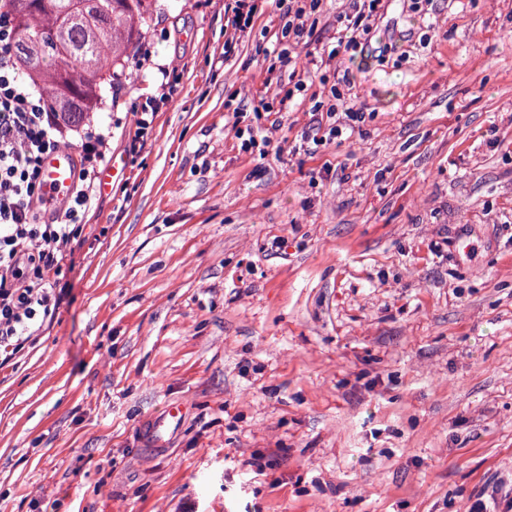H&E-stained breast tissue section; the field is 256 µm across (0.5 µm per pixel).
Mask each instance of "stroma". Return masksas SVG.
Segmentation results:
<instances>
[{
  "label": "stroma",
  "instance_id": "35a3bbf8",
  "mask_svg": "<svg viewBox=\"0 0 512 512\" xmlns=\"http://www.w3.org/2000/svg\"><path fill=\"white\" fill-rule=\"evenodd\" d=\"M282 26L228 57L224 0H157L90 121L127 156L145 53L169 99L0 367V512H468L512 478V0H385L344 141L320 83L258 111L310 67L271 66ZM338 114H343L344 117H340ZM338 117L336 118V116ZM326 118L328 124V135L330 138H342L344 135L355 131L356 127H359L360 123L365 121V112H359L354 110L353 107H347L343 112H337V109L330 107L326 112Z\"/></svg>",
  "mask_w": 512,
  "mask_h": 512
}]
</instances>
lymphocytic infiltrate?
Listing matches in <instances>:
<instances>
[{"mask_svg": "<svg viewBox=\"0 0 512 512\" xmlns=\"http://www.w3.org/2000/svg\"><path fill=\"white\" fill-rule=\"evenodd\" d=\"M321 0H275L285 24L288 45L276 62H294L308 48L314 33L311 15ZM382 0H349L339 15L340 28L323 45L328 60L355 57L372 30ZM259 0H224V52L233 54L251 28ZM17 30L7 12H0V366L50 326L61 303L63 268L91 200L98 172L106 158L111 133L103 127L75 131L79 137L76 178L59 207L46 211L42 162L60 147L70 131L62 125L38 91L23 76L15 51Z\"/></svg>", "mask_w": 512, "mask_h": 512, "instance_id": "1", "label": "lymphocytic infiltrate"}]
</instances>
